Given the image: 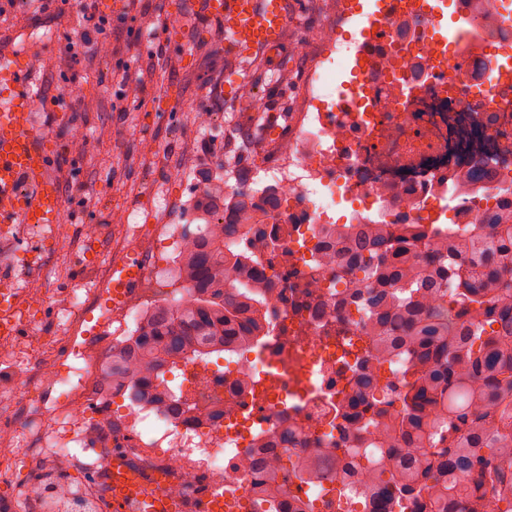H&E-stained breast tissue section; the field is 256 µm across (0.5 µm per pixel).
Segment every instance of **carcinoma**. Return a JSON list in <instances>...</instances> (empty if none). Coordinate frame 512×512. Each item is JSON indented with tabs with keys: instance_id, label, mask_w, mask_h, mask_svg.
Listing matches in <instances>:
<instances>
[{
	"instance_id": "obj_1",
	"label": "carcinoma",
	"mask_w": 512,
	"mask_h": 512,
	"mask_svg": "<svg viewBox=\"0 0 512 512\" xmlns=\"http://www.w3.org/2000/svg\"><path fill=\"white\" fill-rule=\"evenodd\" d=\"M208 196L218 201L194 210L204 229L185 235L189 297L151 308L102 374L129 402H162L173 417L184 403L167 373L256 339L268 303L261 255L273 243L252 202L217 184ZM336 236L321 256L329 288L367 315L366 354L336 414L342 436L306 461L257 452L244 466L276 496L332 466L345 485L362 477L379 512H512V210L457 228L338 224ZM398 357L406 367L395 375ZM378 421L376 442H360L378 448L369 458L355 450L353 427Z\"/></svg>"
}]
</instances>
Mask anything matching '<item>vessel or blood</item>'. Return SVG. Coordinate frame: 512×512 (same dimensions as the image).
<instances>
[{
    "instance_id": "b4317fda",
    "label": "vessel or blood",
    "mask_w": 512,
    "mask_h": 512,
    "mask_svg": "<svg viewBox=\"0 0 512 512\" xmlns=\"http://www.w3.org/2000/svg\"><path fill=\"white\" fill-rule=\"evenodd\" d=\"M201 24L228 30L225 58H242L277 47L284 40L293 0H203ZM32 60L12 55L0 60V224H54L63 210V197L51 177L52 151L45 131L31 123L34 109L51 110V101L38 98L32 87ZM25 309L22 298L0 296V339L19 335ZM110 512H180L167 492V478L143 482L118 456L103 463Z\"/></svg>"
}]
</instances>
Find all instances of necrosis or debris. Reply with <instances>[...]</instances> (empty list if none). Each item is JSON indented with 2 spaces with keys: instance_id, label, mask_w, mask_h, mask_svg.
Returning <instances> with one entry per match:
<instances>
[{
  "instance_id": "obj_1",
  "label": "necrosis or debris",
  "mask_w": 512,
  "mask_h": 512,
  "mask_svg": "<svg viewBox=\"0 0 512 512\" xmlns=\"http://www.w3.org/2000/svg\"><path fill=\"white\" fill-rule=\"evenodd\" d=\"M377 0H336L324 24L306 31L291 51L306 69L293 104L279 112L258 104L246 111L255 145L252 180L230 187L259 204L262 225L279 244L266 253L271 289L265 330L250 346L228 350L223 364L208 357L180 363V393L189 410L170 417L159 405L112 411L99 385L105 354L119 350L137 327L147 302L140 285L174 281L184 248L180 225H127L123 257L136 260L140 284L119 300L107 292L111 275L73 291L62 303L60 333L65 358L48 355L45 370L29 376L32 348L25 340L0 343V366L15 370L34 397L12 402L21 428L0 426V482L10 480L19 456L49 460L53 482L37 498L18 492L14 512L37 503L39 512H105L99 482L75 486L61 479L98 459L81 451L112 447L146 474L173 477L169 494L184 512L223 497L229 512L248 503L270 512L257 492L259 478L240 467L243 456L267 437L294 427L289 455L299 457L336 442V408L365 352L356 328L360 312L325 293L328 315L310 317L312 279H326L318 248L335 220L346 224L461 225L474 213L512 208V83L493 85L497 68L512 69V21L507 11L485 15L476 0H457L471 15L469 35L480 43L469 53L416 37L423 15L417 0H401L402 19L374 48L378 62L369 80L355 74L365 45L368 15ZM366 100L345 111L342 96ZM491 180L461 191L457 182L476 167ZM279 205H262L268 189ZM363 483L342 487L335 472L301 484L292 495L316 512H368Z\"/></svg>"
}]
</instances>
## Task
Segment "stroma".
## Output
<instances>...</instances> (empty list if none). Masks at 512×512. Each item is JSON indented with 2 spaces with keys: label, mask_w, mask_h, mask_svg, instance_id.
Wrapping results in <instances>:
<instances>
[{
  "label": "stroma",
  "mask_w": 512,
  "mask_h": 512,
  "mask_svg": "<svg viewBox=\"0 0 512 512\" xmlns=\"http://www.w3.org/2000/svg\"><path fill=\"white\" fill-rule=\"evenodd\" d=\"M294 21L285 33L287 46L302 26L326 20L331 0H297ZM31 0H17L12 13L0 16V45L23 53L29 41L47 36L33 73L40 98L52 100L55 113L35 112L33 120L48 136L55 151L52 174L62 190L67 232L56 240L24 233L15 243H0V279L43 289L36 307L35 325L25 336L46 343L56 356L66 347L56 336L54 294L88 282L86 231L108 224L112 238L101 245L96 258L105 263L122 244V219L128 207L141 211L140 221L152 223L150 185L166 187L174 200L171 219L187 225L191 205L199 195L201 172L220 184L233 183L241 168L253 165V147L236 128H221L209 136L199 130V111L230 113L242 109L248 95L261 92L269 108L281 110L290 102L301 78V62L286 48L266 59L264 69L230 67L218 51L224 36L212 26L184 23L179 44H169L164 31L145 34L139 57L131 66L148 61L155 76L145 105L133 108L112 91L115 61L83 57L67 74L52 68L49 59L59 42L77 37V23L61 26L49 20L33 21ZM235 85V94L213 95L215 81ZM86 132L87 154H71L65 145L71 131Z\"/></svg>",
  "instance_id": "1"
}]
</instances>
